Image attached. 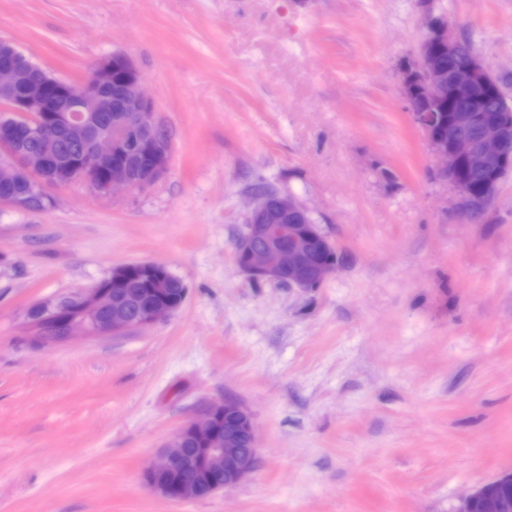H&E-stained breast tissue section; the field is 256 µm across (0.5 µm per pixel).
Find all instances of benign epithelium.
Here are the masks:
<instances>
[{
    "mask_svg": "<svg viewBox=\"0 0 512 512\" xmlns=\"http://www.w3.org/2000/svg\"><path fill=\"white\" fill-rule=\"evenodd\" d=\"M425 33L412 57L420 92L401 81L402 98L412 122L422 130L431 154L439 161L437 177L454 192V210L460 221L477 220L493 201L497 189L512 172V119L486 125L471 138L472 120L464 115L443 130L437 113L423 108L419 97L436 108L454 97L463 98L488 83L489 64L479 56L460 67L453 65L461 46L459 36L445 16H436L421 2ZM448 53V72L440 55ZM33 64L15 48L0 55V95H8L20 73ZM144 79L130 58L115 54L99 61L75 89H63L65 81L44 72L20 98L8 99L9 118L0 119V201L21 207L29 199L12 188L25 181L36 193L45 184L82 181L97 193L109 195L118 188L139 190L168 171L169 142L160 136L153 118L155 108L144 91ZM32 139L40 148L27 153L16 150L18 141ZM65 142L80 148L79 159L59 166L58 150ZM492 173L476 191L465 170ZM307 207L292 194L257 195L246 215V233L235 245L237 267L251 280L274 282L288 288L311 291L320 287L339 263L315 258L333 252L331 241L316 224H288L292 215ZM260 240L263 245L254 246ZM129 266H121L105 279L76 295L33 307L27 322H41L50 343L67 342L79 328L87 336H102L153 325L176 311L162 301L135 307L122 297ZM237 420L238 432L220 433L221 419ZM200 445L189 455L187 443ZM258 459L253 419L239 402L226 399L211 404L202 420L188 421L145 467L142 478L154 492L177 501L200 499L234 487L255 471ZM512 471L489 479L459 496L455 512H512V498L503 483Z\"/></svg>",
    "mask_w": 512,
    "mask_h": 512,
    "instance_id": "7a95c632",
    "label": "benign epithelium"
}]
</instances>
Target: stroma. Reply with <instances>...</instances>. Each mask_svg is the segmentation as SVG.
<instances>
[{
    "mask_svg": "<svg viewBox=\"0 0 512 512\" xmlns=\"http://www.w3.org/2000/svg\"><path fill=\"white\" fill-rule=\"evenodd\" d=\"M503 78L512 0H433ZM419 0H0V39L82 82L116 53L170 137L152 186L0 203V512H454L512 470V174L475 223L407 114ZM297 195L341 264L312 292L234 259L252 186ZM134 262L188 288L144 330L31 340L41 302ZM259 462L172 502L145 466L209 404Z\"/></svg>",
    "mask_w": 512,
    "mask_h": 512,
    "instance_id": "obj_1",
    "label": "stroma"
}]
</instances>
